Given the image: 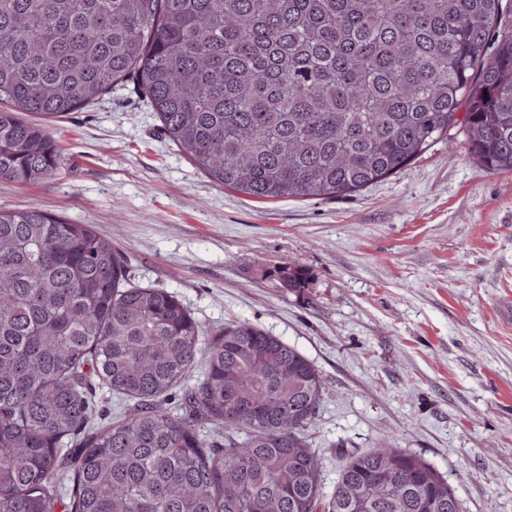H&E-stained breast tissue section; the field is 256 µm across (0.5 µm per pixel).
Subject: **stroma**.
Instances as JSON below:
<instances>
[{"label":"stroma","mask_w":512,"mask_h":512,"mask_svg":"<svg viewBox=\"0 0 512 512\" xmlns=\"http://www.w3.org/2000/svg\"><path fill=\"white\" fill-rule=\"evenodd\" d=\"M53 135L64 170L0 181V209L94 225L130 285L174 293L208 334L244 320L313 361L323 493L348 451L389 435L448 475L464 512H512V172L479 171L453 130L352 196L261 201L211 185L130 81ZM291 260L309 284L290 294L275 270ZM91 385V426L130 408Z\"/></svg>","instance_id":"1"}]
</instances>
